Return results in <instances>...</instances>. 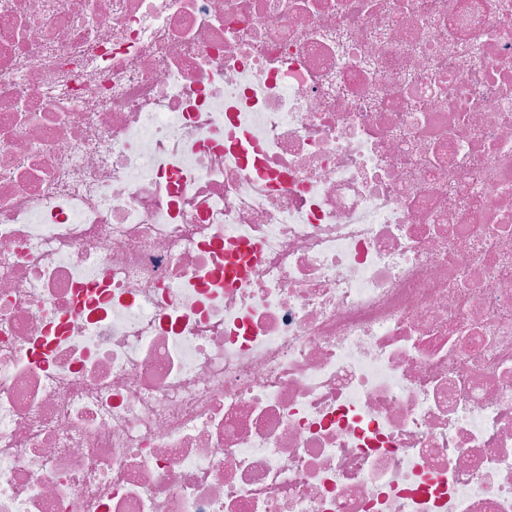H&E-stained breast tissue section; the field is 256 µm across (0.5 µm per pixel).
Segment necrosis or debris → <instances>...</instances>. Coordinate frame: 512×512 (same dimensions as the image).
<instances>
[{
    "label": "necrosis or debris",
    "mask_w": 512,
    "mask_h": 512,
    "mask_svg": "<svg viewBox=\"0 0 512 512\" xmlns=\"http://www.w3.org/2000/svg\"><path fill=\"white\" fill-rule=\"evenodd\" d=\"M0 512H512V0H0Z\"/></svg>",
    "instance_id": "4bbe7bcc"
}]
</instances>
